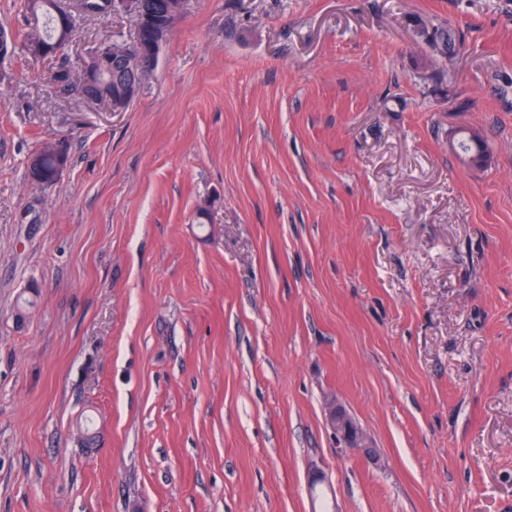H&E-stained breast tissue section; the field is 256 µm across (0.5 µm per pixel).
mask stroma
Segmentation results:
<instances>
[{
  "instance_id": "obj_1",
  "label": "stroma",
  "mask_w": 512,
  "mask_h": 512,
  "mask_svg": "<svg viewBox=\"0 0 512 512\" xmlns=\"http://www.w3.org/2000/svg\"><path fill=\"white\" fill-rule=\"evenodd\" d=\"M51 70L0 62V512H512V0H184L121 112ZM56 158L52 153V144L45 143L43 144L33 155L32 158L39 160L42 168L51 171L55 166L56 159V169L53 172H46L42 168H40L39 164L36 160L33 161L31 166V180L32 184L47 187L52 185L59 174L60 169L63 167L65 163V158L63 153L56 146ZM327 421L332 431L336 448L342 452L369 453L373 443L358 423L341 404H332L328 408Z\"/></svg>"
}]
</instances>
